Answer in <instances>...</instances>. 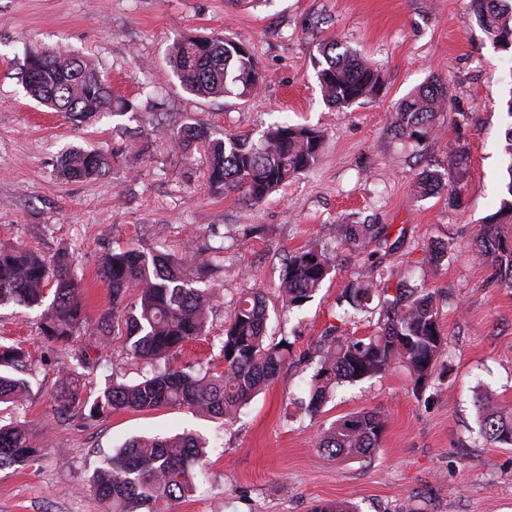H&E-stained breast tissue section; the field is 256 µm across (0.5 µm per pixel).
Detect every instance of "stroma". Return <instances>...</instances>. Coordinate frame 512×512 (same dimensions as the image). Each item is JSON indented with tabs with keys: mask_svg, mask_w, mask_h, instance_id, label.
<instances>
[{
	"mask_svg": "<svg viewBox=\"0 0 512 512\" xmlns=\"http://www.w3.org/2000/svg\"><path fill=\"white\" fill-rule=\"evenodd\" d=\"M189 35L247 44L260 62L259 90L246 99L186 92L168 57ZM332 38L378 66L376 98L343 108L324 101L312 60ZM57 48L94 65L113 99L134 101L136 111L74 125L38 106L20 72L28 54ZM434 78L448 87L441 128L419 146L402 145L392 132L395 106ZM511 99L512 53L486 39L471 0H0V246L69 252L87 312L74 343L50 346L37 334L36 311L0 307V343L25 350L15 372L32 383L24 401L0 405V420L26 422L41 444L35 460L0 469V512H102L88 489L101 462L132 437L183 430L208 438L210 478L174 512H311L339 501L358 512H512V445L481 438L475 409L485 392L512 406V288L474 259L475 232L500 199ZM193 121L216 138L256 142L286 121L319 128L325 139L308 171L247 205L210 188L203 147L175 143L174 132ZM73 146L102 154L106 175L60 177L57 161ZM458 146L468 155L462 205L449 206L443 190L418 195L417 175L445 170ZM340 221L388 225L399 247L385 261L436 291L447 348L422 390L399 367L342 387L310 415L299 402L324 336L336 326L374 332L365 315L339 305L366 255L337 250L314 297L288 310L279 278L291 251L330 244ZM448 241L447 264L421 270L427 247ZM130 246L223 250L208 283V334L179 354L181 365L223 370L224 326L242 292L260 289L268 334L290 356L236 421L178 406L94 420L58 411V371L83 358L92 361L82 388L89 400L111 380L134 383L151 370L124 334L100 327L109 307L101 258ZM363 409L385 420L377 450L329 458L317 446L321 430Z\"/></svg>",
	"mask_w": 512,
	"mask_h": 512,
	"instance_id": "35a3bbf8",
	"label": "stroma"
}]
</instances>
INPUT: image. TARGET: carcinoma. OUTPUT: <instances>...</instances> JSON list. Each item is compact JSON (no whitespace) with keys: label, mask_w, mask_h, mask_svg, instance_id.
<instances>
[{"label":"carcinoma","mask_w":512,"mask_h":512,"mask_svg":"<svg viewBox=\"0 0 512 512\" xmlns=\"http://www.w3.org/2000/svg\"><path fill=\"white\" fill-rule=\"evenodd\" d=\"M473 14L486 38L501 51H512V0H471ZM338 41L321 45L314 69L327 103L347 107L377 96L382 88L378 69L348 50L338 51ZM173 70L183 89L203 97L235 96L245 99L260 87L261 68L251 51L240 52L229 39L187 36L178 41L171 56ZM24 87L33 99L74 122H85L117 107L134 110L125 100L112 104L110 87L95 67L60 50H47L26 58ZM448 88L434 80L419 87L395 106L394 131L407 143L420 144L440 127ZM188 150L203 142L209 150V181L224 193H239L244 202L257 204L273 191L315 163L322 147L321 131L286 122L268 127L258 142L233 135L210 138L201 123L183 126L174 137ZM509 162L499 209L479 225L475 258L492 267L500 283L512 288V128L503 149ZM62 173L72 181H86L106 174L108 163L99 154L72 148L60 157ZM448 173L425 169L418 188L426 195L448 188V204L461 202V183L467 173L466 150L448 154ZM336 245L359 248L375 244L365 265L354 272L342 298L353 311L378 315L375 332L346 336L334 328L315 360L309 381L306 412L314 414L346 383L371 379L397 366L406 367L414 385L428 381L436 361L444 354L446 338L438 316L436 293L423 284L398 278L395 292L389 282L394 272L382 266L379 250L387 246V228L378 224H335ZM448 259V244L437 243L422 262L437 269ZM333 260L318 243L288 255L279 290L288 307L302 305L330 274ZM212 262L195 255L177 257L126 248L105 254L98 276L109 290L110 308L101 316L105 334L123 327L130 351L143 359L165 362L135 384L112 381L93 401L79 397L83 374L66 369L59 377V407L77 410L93 419L118 411H146L183 406L213 418L232 420L255 394L280 372L289 353L282 343H266L268 314L259 291L240 299L230 324L224 329L220 373L196 372L171 366L184 346L206 335L207 312L214 297L202 288ZM134 303L126 304L129 294ZM39 308V334L49 343L66 344L86 320L80 299V282L69 253L47 259L22 247H0V305ZM30 391V384L0 374V402L16 403ZM479 434L488 440L512 444V408L483 394L476 401ZM383 418L360 411L336 419L317 441V447L337 460L365 457L378 448ZM205 443L193 434L136 438L126 442L98 468L89 487L104 505V512H173L175 504L196 491L206 477ZM38 453V444L20 423L0 425V468L25 464Z\"/></svg>","instance_id":"cac0c4a2"}]
</instances>
